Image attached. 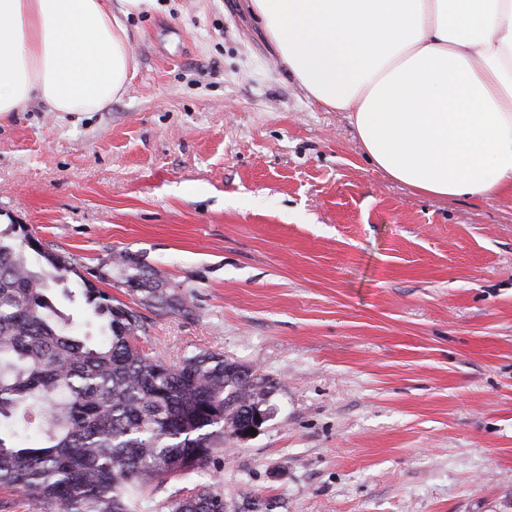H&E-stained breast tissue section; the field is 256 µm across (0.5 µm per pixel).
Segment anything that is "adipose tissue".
Wrapping results in <instances>:
<instances>
[{
    "label": "adipose tissue",
    "mask_w": 512,
    "mask_h": 512,
    "mask_svg": "<svg viewBox=\"0 0 512 512\" xmlns=\"http://www.w3.org/2000/svg\"><path fill=\"white\" fill-rule=\"evenodd\" d=\"M151 0H0V115L98 112L136 70ZM306 96L348 113L376 168L421 194L512 189V0H250Z\"/></svg>",
    "instance_id": "adipose-tissue-1"
}]
</instances>
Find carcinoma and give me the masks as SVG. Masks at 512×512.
Here are the masks:
<instances>
[{
	"label": "carcinoma",
	"instance_id": "1",
	"mask_svg": "<svg viewBox=\"0 0 512 512\" xmlns=\"http://www.w3.org/2000/svg\"><path fill=\"white\" fill-rule=\"evenodd\" d=\"M0 232V487L29 512H154L167 484L224 455V430L245 426L273 383L248 365L201 352L167 363L140 348L148 326L96 286L118 287L158 317H190L180 293L121 254L84 276L24 224ZM76 277L78 320L49 297ZM168 512H225L214 482L166 499Z\"/></svg>",
	"mask_w": 512,
	"mask_h": 512
}]
</instances>
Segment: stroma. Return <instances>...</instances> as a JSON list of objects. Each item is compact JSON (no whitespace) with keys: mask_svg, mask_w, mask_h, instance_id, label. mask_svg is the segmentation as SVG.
<instances>
[{"mask_svg":"<svg viewBox=\"0 0 512 512\" xmlns=\"http://www.w3.org/2000/svg\"><path fill=\"white\" fill-rule=\"evenodd\" d=\"M137 69L101 112L0 117V230L80 272L137 258L191 302L146 351L273 380L224 436L226 512H512V191L418 194L306 97L248 0L127 18Z\"/></svg>","mask_w":512,"mask_h":512,"instance_id":"1","label":"stroma"}]
</instances>
